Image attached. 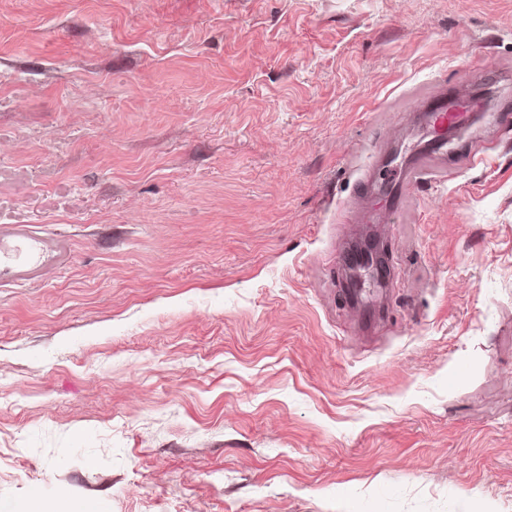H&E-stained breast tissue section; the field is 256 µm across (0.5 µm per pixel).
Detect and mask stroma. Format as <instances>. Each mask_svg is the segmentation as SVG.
<instances>
[{"mask_svg": "<svg viewBox=\"0 0 512 512\" xmlns=\"http://www.w3.org/2000/svg\"><path fill=\"white\" fill-rule=\"evenodd\" d=\"M0 208V512H512V0H0ZM428 114V126L434 153L445 156L448 152V127L458 124L464 116L463 112H448L446 97L437 99L435 106ZM448 176L446 168L436 167L429 163L426 155L417 156L412 164L404 169L398 176L401 184L413 186L414 184L428 179H445Z\"/></svg>", "mask_w": 512, "mask_h": 512, "instance_id": "obj_1", "label": "stroma"}]
</instances>
